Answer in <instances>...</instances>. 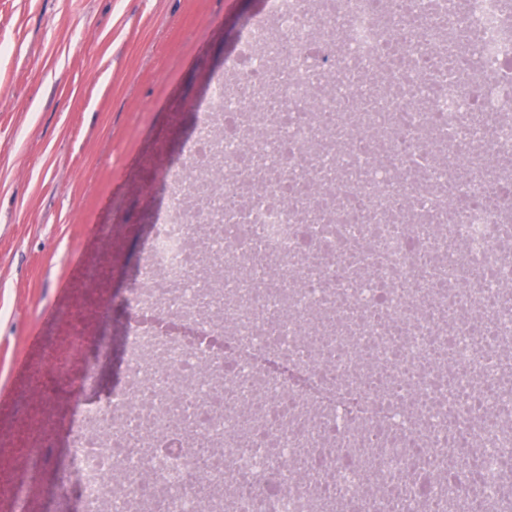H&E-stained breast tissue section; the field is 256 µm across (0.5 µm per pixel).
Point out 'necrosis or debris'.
<instances>
[{
    "label": "necrosis or debris",
    "instance_id": "4bbe7bcc",
    "mask_svg": "<svg viewBox=\"0 0 512 512\" xmlns=\"http://www.w3.org/2000/svg\"><path fill=\"white\" fill-rule=\"evenodd\" d=\"M199 112L80 512H512V0H267Z\"/></svg>",
    "mask_w": 512,
    "mask_h": 512
}]
</instances>
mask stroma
I'll return each instance as SVG.
<instances>
[{
  "label": "stroma",
  "instance_id": "stroma-1",
  "mask_svg": "<svg viewBox=\"0 0 512 512\" xmlns=\"http://www.w3.org/2000/svg\"><path fill=\"white\" fill-rule=\"evenodd\" d=\"M266 0H0V430H21L16 415L47 340L69 326L61 309L83 311L85 350L100 353L113 384L122 364L114 344L134 315L107 305L131 288L151 214L167 201L153 180L157 158L178 157L196 128L206 80L222 74L244 27ZM113 225L111 246L97 224ZM111 264L114 279L89 306L83 265ZM48 465L22 482L29 512H77L71 419L52 429Z\"/></svg>",
  "mask_w": 512,
  "mask_h": 512
}]
</instances>
